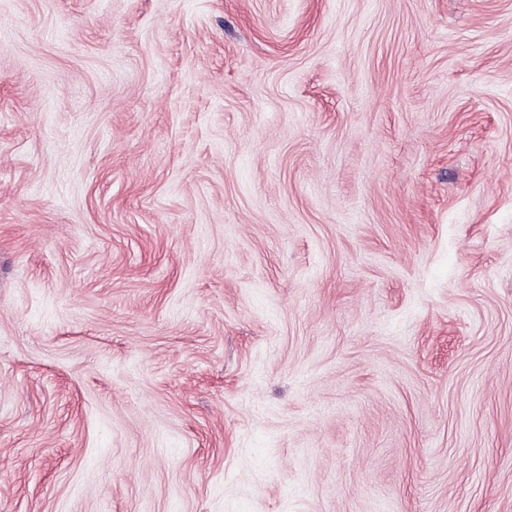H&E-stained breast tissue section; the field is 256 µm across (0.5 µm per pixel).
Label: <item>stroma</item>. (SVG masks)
Listing matches in <instances>:
<instances>
[{
	"mask_svg": "<svg viewBox=\"0 0 512 512\" xmlns=\"http://www.w3.org/2000/svg\"><path fill=\"white\" fill-rule=\"evenodd\" d=\"M0 512H512V0H0Z\"/></svg>",
	"mask_w": 512,
	"mask_h": 512,
	"instance_id": "35a3bbf8",
	"label": "stroma"
}]
</instances>
